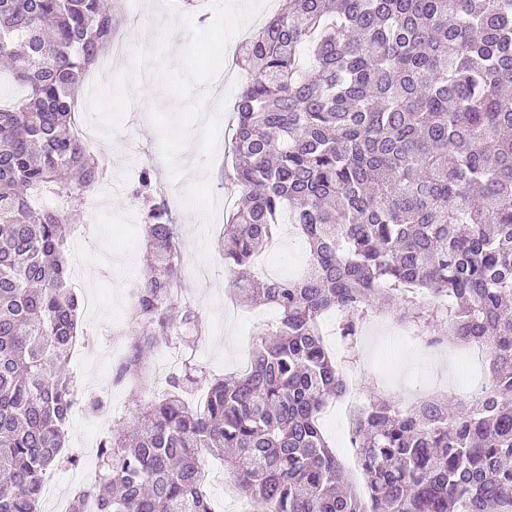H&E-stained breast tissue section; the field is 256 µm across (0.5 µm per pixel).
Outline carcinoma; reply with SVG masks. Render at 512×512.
I'll use <instances>...</instances> for the list:
<instances>
[{"label":"carcinoma","instance_id":"cac0c4a2","mask_svg":"<svg viewBox=\"0 0 512 512\" xmlns=\"http://www.w3.org/2000/svg\"><path fill=\"white\" fill-rule=\"evenodd\" d=\"M105 0H0V59L24 86L0 106V512H39L79 400L67 368L79 299L67 241L103 168L75 135V97L111 47ZM224 178L238 199L221 249L239 304L277 311L240 373L184 363L154 396L158 345L204 333L174 298L180 225L143 213L155 266L136 282L112 385L145 395L112 417L76 512H214L201 472L224 460L250 512H512V0H285L236 57ZM152 166L129 192L155 194ZM62 193L63 209L31 193ZM304 273L268 280L253 259L283 221ZM375 309L488 349L486 385L448 404L366 394L353 420L365 494L319 416L347 391L321 320L358 347Z\"/></svg>","mask_w":512,"mask_h":512}]
</instances>
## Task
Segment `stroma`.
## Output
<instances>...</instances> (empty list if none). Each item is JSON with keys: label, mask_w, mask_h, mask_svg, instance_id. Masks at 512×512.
I'll use <instances>...</instances> for the list:
<instances>
[{"label": "stroma", "mask_w": 512, "mask_h": 512, "mask_svg": "<svg viewBox=\"0 0 512 512\" xmlns=\"http://www.w3.org/2000/svg\"><path fill=\"white\" fill-rule=\"evenodd\" d=\"M111 5L116 37L133 46L153 45L162 21L147 10L135 12L129 0H112ZM97 151L112 161L105 172L106 179L129 185L149 158L159 156V137L148 121L147 112L132 113L124 131L114 139L100 140ZM160 176L168 182L174 198L171 210L184 234L182 284L207 325L203 339L187 347L186 352L196 363L217 375L243 370L273 312L267 306L244 305L235 314L225 310L229 273L224 268L220 241L226 211L218 209L209 234H202L198 215L184 208L180 201L186 181H171L166 168ZM142 224L140 203L126 190L113 193L104 184L89 196L80 217L79 233L69 240L68 259L81 280L80 286L74 289L75 294L81 299L90 291L99 294L96 307L79 312L87 348L81 355L71 356L69 370L77 377L90 380V395L101 398L105 407L97 414L82 408L73 413L65 447L79 454L80 463L50 471L51 490L43 496L42 512H54L58 500L73 498L82 476L97 466L94 448L107 435L110 416L131 408L139 398L129 388L113 386L111 373L97 370L94 361L112 340V315L120 289L145 270L147 253ZM204 243L208 244L212 257L208 264L202 263L199 256ZM307 260L303 242L294 232L282 235L277 250L260 258L264 270L281 278L300 275ZM465 364L460 349H453L445 359L439 360L411 340L376 328L364 335L355 369L362 375L365 389H376L379 395L411 405L435 392L456 396Z\"/></svg>", "instance_id": "stroma-1"}]
</instances>
